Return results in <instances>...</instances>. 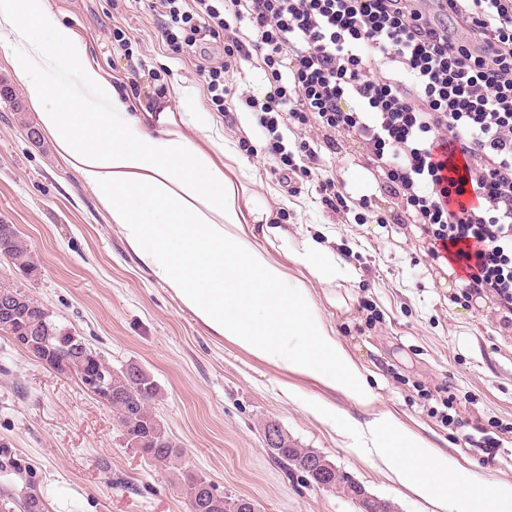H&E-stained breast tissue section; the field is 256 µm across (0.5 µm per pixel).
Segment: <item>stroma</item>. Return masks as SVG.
Instances as JSON below:
<instances>
[{"label":"stroma","instance_id":"stroma-1","mask_svg":"<svg viewBox=\"0 0 512 512\" xmlns=\"http://www.w3.org/2000/svg\"><path fill=\"white\" fill-rule=\"evenodd\" d=\"M51 12L86 38L101 62L120 73L132 94L152 97L173 76L198 91L204 60L224 55V41L175 52L163 19L147 0H49ZM128 46H118L113 26ZM216 118L224 141L251 168L244 180L296 237L329 233L355 276L339 287L312 285L327 322L371 372L377 407L448 453L489 484L512 483V326L495 298L465 301L411 224L389 221V205L368 171V152L347 134L317 160L298 149L315 128L280 126L274 151L247 98L273 90L259 57L238 59ZM0 221L15 225L35 250L40 272L28 277L0 257V284L24 291L57 325L104 355L113 368L135 363L160 388L155 411L179 458L158 466L126 448L109 408L71 378L0 335V500L28 486L48 492L49 512H188L181 473L207 477L218 493L247 496L260 512H358L333 490L303 484L272 458L265 424L300 447L324 454L394 512H431L390 479L356 436L336 432L306 407L333 402L360 418L364 407L305 380H288L222 337L212 336L154 281L93 194L58 156L47 136L31 139L37 117L0 47ZM334 179L346 200L321 201L319 183ZM500 439L486 448L484 436Z\"/></svg>","mask_w":512,"mask_h":512}]
</instances>
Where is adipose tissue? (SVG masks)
Wrapping results in <instances>:
<instances>
[{
	"label": "adipose tissue",
	"mask_w": 512,
	"mask_h": 512,
	"mask_svg": "<svg viewBox=\"0 0 512 512\" xmlns=\"http://www.w3.org/2000/svg\"><path fill=\"white\" fill-rule=\"evenodd\" d=\"M49 37H42V30ZM0 44L40 128L117 225L140 265L213 335L258 360L371 407L368 369L348 352L310 285L349 281L327 243L293 237L225 164L224 131L193 88L160 99L125 92L47 0H0ZM53 75L52 82L42 73ZM319 420L371 441L385 467L437 512H512V486L490 485L387 410L358 421L330 403Z\"/></svg>",
	"instance_id": "ef3b65f1"
}]
</instances>
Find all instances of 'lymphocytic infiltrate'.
<instances>
[{
	"label": "lymphocytic infiltrate",
	"mask_w": 512,
	"mask_h": 512,
	"mask_svg": "<svg viewBox=\"0 0 512 512\" xmlns=\"http://www.w3.org/2000/svg\"><path fill=\"white\" fill-rule=\"evenodd\" d=\"M431 2L155 0L170 47L224 35L223 61L198 69L216 109L233 60L260 54L275 86L250 106L265 134L314 120L331 151L353 134L393 220L419 224L437 266L461 264L465 298L495 296L512 325V0ZM245 18L248 43L231 29Z\"/></svg>",
	"instance_id": "1"
}]
</instances>
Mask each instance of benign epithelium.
I'll use <instances>...</instances> for the list:
<instances>
[{
  "mask_svg": "<svg viewBox=\"0 0 512 512\" xmlns=\"http://www.w3.org/2000/svg\"><path fill=\"white\" fill-rule=\"evenodd\" d=\"M10 338L19 349L37 352L42 363L79 381L81 387L99 403L109 405L112 391L107 373L100 367L87 364L78 368L66 356V351L75 345L76 336L65 331L53 334L35 327H25L11 332Z\"/></svg>",
  "mask_w": 512,
  "mask_h": 512,
  "instance_id": "7a95c632",
  "label": "benign epithelium"
}]
</instances>
